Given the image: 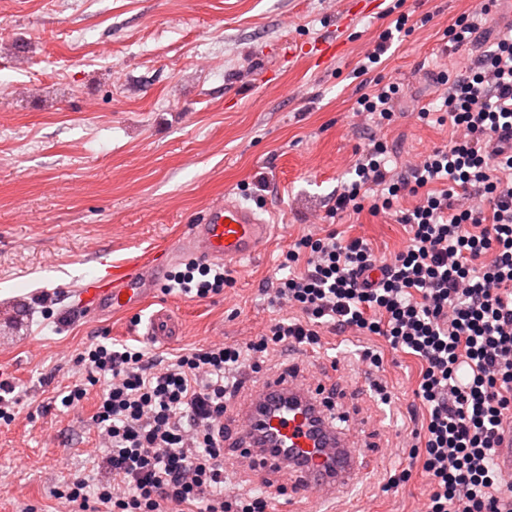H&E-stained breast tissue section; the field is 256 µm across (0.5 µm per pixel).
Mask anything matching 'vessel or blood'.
I'll use <instances>...</instances> for the list:
<instances>
[{
  "mask_svg": "<svg viewBox=\"0 0 512 512\" xmlns=\"http://www.w3.org/2000/svg\"><path fill=\"white\" fill-rule=\"evenodd\" d=\"M270 233V224L252 209L224 200L191 226L180 251L205 263L238 261L261 251ZM163 274V265L149 260L109 264L103 278L85 286L84 304L94 313L143 307ZM380 452L378 445L359 444L334 428L314 383L287 373L263 382L224 437L226 465L247 463L286 475L316 507L343 497L360 478L365 457Z\"/></svg>",
  "mask_w": 512,
  "mask_h": 512,
  "instance_id": "b4317fda",
  "label": "vessel or blood"
}]
</instances>
